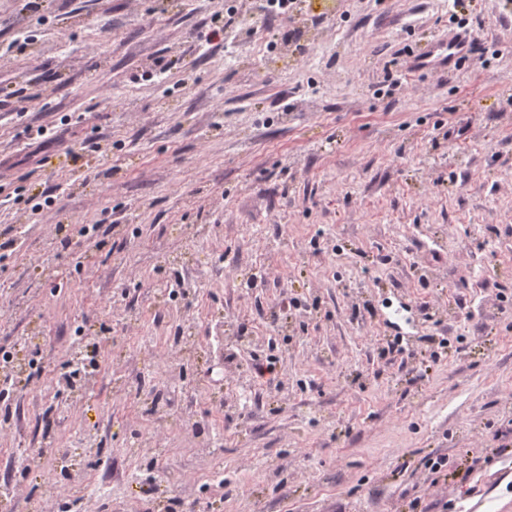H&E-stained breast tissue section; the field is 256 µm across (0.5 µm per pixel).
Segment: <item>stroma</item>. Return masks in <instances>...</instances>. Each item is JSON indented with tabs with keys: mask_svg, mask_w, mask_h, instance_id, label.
Masks as SVG:
<instances>
[{
	"mask_svg": "<svg viewBox=\"0 0 512 512\" xmlns=\"http://www.w3.org/2000/svg\"><path fill=\"white\" fill-rule=\"evenodd\" d=\"M25 2L0 0V95L27 106L0 107V241L24 231L0 257V348L35 381L0 402V512L81 494L48 459L20 466L79 430L114 465L88 512H149L130 472L157 446L173 506L198 512H512V0H296L285 18L254 0ZM474 18L481 48L454 75L391 71ZM162 57L181 65L144 80ZM40 126L62 146L38 159ZM176 276L189 303L159 293ZM78 327L100 367L66 404ZM186 328L182 384L157 389L221 431L210 457L134 394ZM269 353L275 374L251 378Z\"/></svg>",
	"mask_w": 512,
	"mask_h": 512,
	"instance_id": "obj_1",
	"label": "stroma"
}]
</instances>
